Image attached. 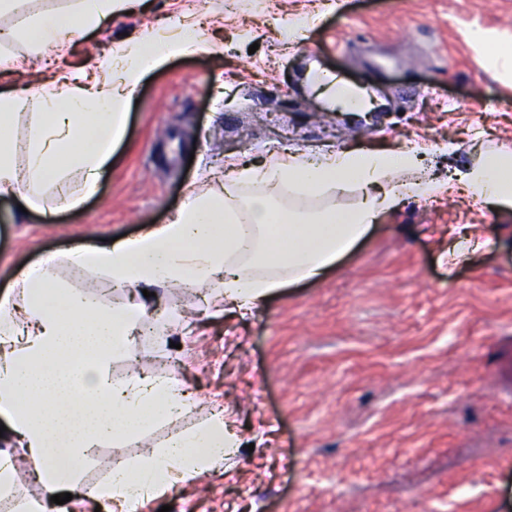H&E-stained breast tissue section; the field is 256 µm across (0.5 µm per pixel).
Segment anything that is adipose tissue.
<instances>
[{"label":"adipose tissue","instance_id":"adipose-tissue-1","mask_svg":"<svg viewBox=\"0 0 512 512\" xmlns=\"http://www.w3.org/2000/svg\"><path fill=\"white\" fill-rule=\"evenodd\" d=\"M134 0H74L72 8L16 18L8 35L27 54H64L71 38L130 11ZM198 27L162 42L146 30L125 47L95 55L86 71L25 86L0 83V196L51 215L78 207L112 166L127 106L151 71L168 59L206 50ZM30 115L25 139L14 121ZM409 152L340 150L320 156L294 151L259 164L226 166L223 186L195 184L167 223L118 242L73 247L63 256L76 271L109 276L113 287L202 288L242 314L280 289L320 279L406 197L431 198L462 186L488 204L512 208V154L487 152L457 171L455 182L414 176ZM361 192L347 211L332 198ZM14 294L0 298V498L13 512H49L51 496L131 512L150 495L222 466L238 446L223 413L170 436L129 459L109 478L83 484L75 460L120 448L196 403L172 376L134 371L113 376L111 362L151 322L159 342L180 335L189 316L149 317L147 298L108 306L93 293L58 286L50 264L20 270ZM39 498L15 495L21 478Z\"/></svg>","mask_w":512,"mask_h":512}]
</instances>
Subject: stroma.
I'll return each instance as SVG.
<instances>
[{"label": "stroma", "instance_id": "obj_1", "mask_svg": "<svg viewBox=\"0 0 512 512\" xmlns=\"http://www.w3.org/2000/svg\"><path fill=\"white\" fill-rule=\"evenodd\" d=\"M214 51L147 74L111 170L75 209L21 214L0 198V296L21 268L76 245L166 223L226 159L345 147L413 150L445 179L481 146L512 150V0H197ZM184 0H145L77 36L63 67L143 29L175 36ZM306 20L293 44L288 19ZM369 90L365 120L325 107L310 67ZM512 210L457 188L405 199L325 277L251 316L161 292L195 317L177 347L140 365L199 399L126 446L136 456L223 410L242 446L221 469L145 500L141 512H512ZM484 248L452 257L453 231ZM449 253L441 262V253Z\"/></svg>", "mask_w": 512, "mask_h": 512}]
</instances>
